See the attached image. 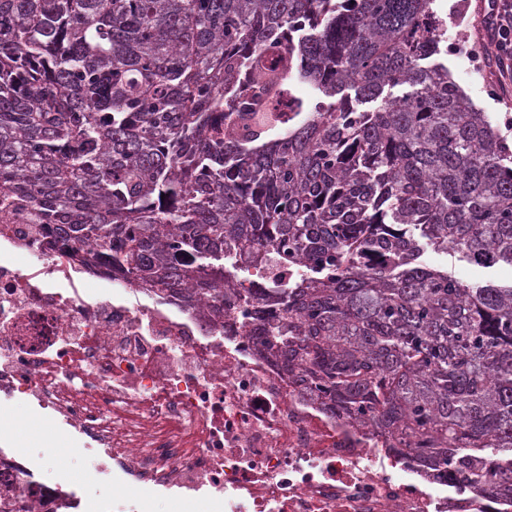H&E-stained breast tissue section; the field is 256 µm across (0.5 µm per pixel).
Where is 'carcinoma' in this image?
Instances as JSON below:
<instances>
[{"instance_id": "obj_1", "label": "carcinoma", "mask_w": 512, "mask_h": 512, "mask_svg": "<svg viewBox=\"0 0 512 512\" xmlns=\"http://www.w3.org/2000/svg\"><path fill=\"white\" fill-rule=\"evenodd\" d=\"M434 2L0 0V203L110 277L230 293L346 415L512 497V282L422 260L512 267V149ZM272 258L266 309L239 262ZM425 259L430 263H448V270H453L459 278L470 283H481L490 280L510 281L512 279V269L507 266L486 269L459 262L450 255L447 257L445 255L429 254Z\"/></svg>"}]
</instances>
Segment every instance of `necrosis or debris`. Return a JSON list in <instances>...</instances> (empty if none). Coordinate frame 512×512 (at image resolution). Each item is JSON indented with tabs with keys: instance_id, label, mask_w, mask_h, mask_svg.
<instances>
[{
	"instance_id": "1",
	"label": "necrosis or debris",
	"mask_w": 512,
	"mask_h": 512,
	"mask_svg": "<svg viewBox=\"0 0 512 512\" xmlns=\"http://www.w3.org/2000/svg\"><path fill=\"white\" fill-rule=\"evenodd\" d=\"M225 299L215 316L42 248L40 225L0 210V404L38 411L113 479L96 512H155L172 492L210 512H512L459 475L339 416L259 353ZM150 495H143V488ZM43 470L0 448V512H76Z\"/></svg>"
}]
</instances>
